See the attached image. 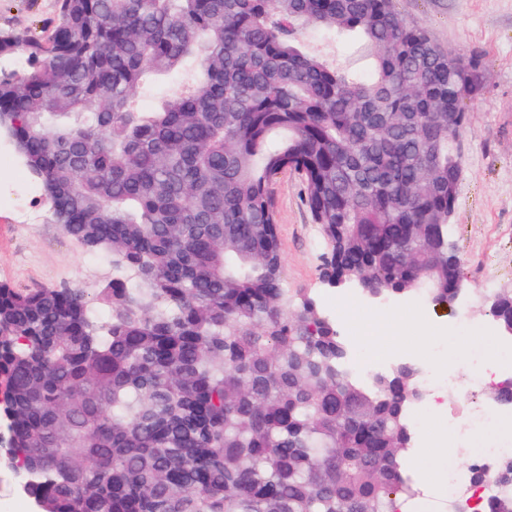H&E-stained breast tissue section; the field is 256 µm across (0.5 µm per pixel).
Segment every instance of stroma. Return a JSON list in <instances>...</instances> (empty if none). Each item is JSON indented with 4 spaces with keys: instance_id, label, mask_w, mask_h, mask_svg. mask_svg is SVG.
<instances>
[{
    "instance_id": "1",
    "label": "stroma",
    "mask_w": 512,
    "mask_h": 512,
    "mask_svg": "<svg viewBox=\"0 0 512 512\" xmlns=\"http://www.w3.org/2000/svg\"><path fill=\"white\" fill-rule=\"evenodd\" d=\"M395 7L444 49L483 62L485 89L468 105L465 164L449 229L466 288L449 308L414 297L392 303L364 297L350 304L351 289L330 286L320 275L325 241L311 220L298 175L289 171L274 185L285 286L312 296L328 319L343 315L337 329L351 341L366 328L390 324L389 309H398L412 321L403 333L407 359L462 380L468 369L456 354L459 334H466L472 348L494 354L503 334L486 316V301L512 289V0H395ZM55 15L56 0H0V32L25 31L42 39ZM43 205L40 183L23 165L0 167V282L21 289L97 288L111 279L108 254L86 251L57 224H20L23 211ZM445 401L444 410H421L429 418L438 464L455 446L445 431L449 420H468L456 394Z\"/></svg>"
}]
</instances>
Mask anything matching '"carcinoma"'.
Listing matches in <instances>:
<instances>
[{"mask_svg": "<svg viewBox=\"0 0 512 512\" xmlns=\"http://www.w3.org/2000/svg\"><path fill=\"white\" fill-rule=\"evenodd\" d=\"M57 2L46 39L0 35V57L26 56L0 68V135L112 279L0 283V423L25 493L39 512H399L421 375L351 372L345 337L284 285L272 185L299 176L329 285L448 303V140L484 82L393 0ZM311 29L369 71L305 49ZM494 300L511 327L512 290Z\"/></svg>", "mask_w": 512, "mask_h": 512, "instance_id": "carcinoma-1", "label": "carcinoma"}]
</instances>
